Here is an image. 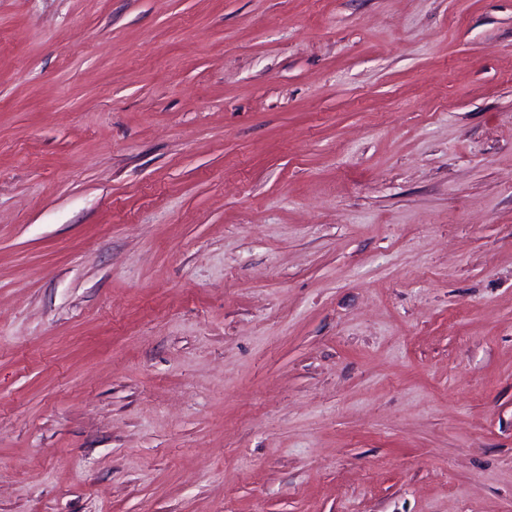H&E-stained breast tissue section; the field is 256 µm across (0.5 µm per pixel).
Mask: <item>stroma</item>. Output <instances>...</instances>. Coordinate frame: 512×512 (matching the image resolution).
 <instances>
[{
    "instance_id": "1",
    "label": "stroma",
    "mask_w": 512,
    "mask_h": 512,
    "mask_svg": "<svg viewBox=\"0 0 512 512\" xmlns=\"http://www.w3.org/2000/svg\"><path fill=\"white\" fill-rule=\"evenodd\" d=\"M0 512H512V0H0Z\"/></svg>"
}]
</instances>
